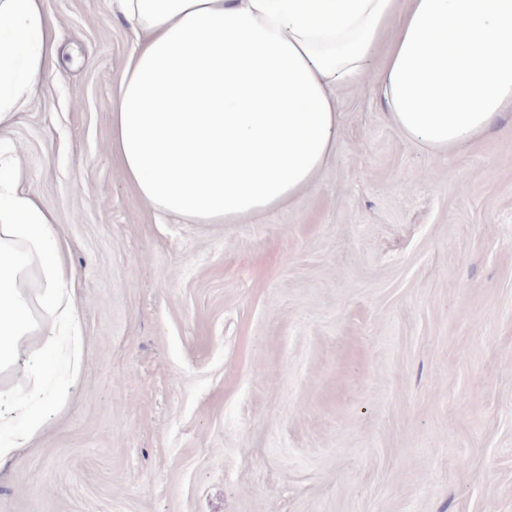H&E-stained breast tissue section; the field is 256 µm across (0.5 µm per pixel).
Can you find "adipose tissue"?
I'll list each match as a JSON object with an SVG mask.
<instances>
[{"instance_id":"adipose-tissue-1","label":"adipose tissue","mask_w":512,"mask_h":512,"mask_svg":"<svg viewBox=\"0 0 512 512\" xmlns=\"http://www.w3.org/2000/svg\"><path fill=\"white\" fill-rule=\"evenodd\" d=\"M137 41L112 93V149L151 208L229 224L311 188L340 136L339 95L385 47L390 120L434 154L512 108V0H120ZM46 0H0V127L54 70ZM51 215L0 154V467L45 431V382L85 338Z\"/></svg>"}]
</instances>
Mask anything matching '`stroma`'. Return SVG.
I'll return each mask as SVG.
<instances>
[{
    "label": "stroma",
    "mask_w": 512,
    "mask_h": 512,
    "mask_svg": "<svg viewBox=\"0 0 512 512\" xmlns=\"http://www.w3.org/2000/svg\"><path fill=\"white\" fill-rule=\"evenodd\" d=\"M112 2L47 0L67 60L0 129L85 336L0 512H512V113L431 156L379 50L311 189L164 217L112 151L136 43Z\"/></svg>",
    "instance_id": "stroma-1"
}]
</instances>
